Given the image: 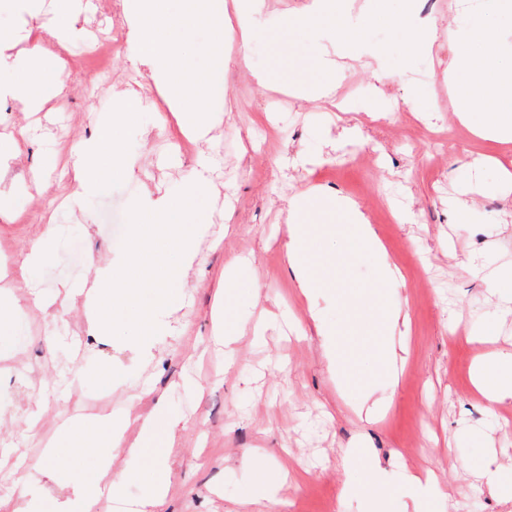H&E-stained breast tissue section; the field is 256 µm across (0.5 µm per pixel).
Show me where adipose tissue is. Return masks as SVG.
<instances>
[{
    "mask_svg": "<svg viewBox=\"0 0 512 512\" xmlns=\"http://www.w3.org/2000/svg\"><path fill=\"white\" fill-rule=\"evenodd\" d=\"M20 16L47 15L38 28L27 25L0 27V70H9L8 80H0V102H11L17 111H41L50 94L61 93L49 65L50 42H66L74 17V0H8ZM122 26L126 30L129 60L138 71L146 73L160 88L172 114L182 128L204 140L209 132V104L223 85L225 42L237 45L240 59H247L255 31L252 19L262 8L261 0H121ZM351 0H307L294 25L312 34L309 49L314 57L320 81L313 87L315 98L329 100L336 94L340 70L337 59L354 51L362 38L363 17L353 16ZM405 31L408 49L415 53L431 52L439 36L436 19L419 16L408 7L398 21ZM194 27L216 32L207 49L206 65L200 66L176 48L175 37H187ZM355 52V51H354ZM498 39L491 31L472 29L462 48L448 59L443 78L448 97L459 122L479 139L499 144L512 142V66L499 68ZM117 112L100 124L96 135L79 142L73 163L74 179L80 193L102 192L112 175L123 172L124 158L116 137L118 126L131 121L142 109L139 92L125 89ZM207 182L206 166L194 168L177 195L144 197L131 207L134 224L133 256L124 272L111 264L95 266L84 292V309L93 338L112 333V310L131 306L135 314L128 336L137 350L149 353L156 339L169 329L164 316L170 306L172 286L181 277L172 271H160L149 261L157 245H165L192 257L193 241L182 234L180 221L193 218L198 199ZM343 221L342 232L350 235L358 248L373 258L380 281L393 280L396 269L380 243L368 215L352 198L332 195L321 187L288 202V238L283 248L294 285L306 297L320 291L332 292L336 281L315 269L308 258L314 234L331 232L325 216ZM151 292L150 306L139 307L143 292ZM476 385L486 412H495L499 403L512 398V354H492L475 367ZM138 423L134 442L125 433L131 423ZM183 427L179 416L156 410L132 420L131 416L109 414L77 417L64 429L62 437L74 454L90 455L94 475L81 467L59 470L54 461L39 474L50 481L65 480L70 497L45 505L32 491L30 481H18L11 494V512H95L104 499L119 500L125 481L139 477L132 462L158 435L175 442ZM125 455L128 464L114 469V460Z\"/></svg>",
    "mask_w": 512,
    "mask_h": 512,
    "instance_id": "1",
    "label": "adipose tissue"
}]
</instances>
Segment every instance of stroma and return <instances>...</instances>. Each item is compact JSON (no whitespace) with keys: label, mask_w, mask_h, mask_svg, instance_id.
I'll return each instance as SVG.
<instances>
[{"label":"stroma","mask_w":512,"mask_h":512,"mask_svg":"<svg viewBox=\"0 0 512 512\" xmlns=\"http://www.w3.org/2000/svg\"><path fill=\"white\" fill-rule=\"evenodd\" d=\"M78 16L67 50L55 60L65 93L29 116L0 103V137H14L21 153L0 160L5 175L0 194L18 198L20 212L0 217V270L16 271L29 244L56 224L47 254L35 272L46 305L31 309L28 290L16 283L1 308L0 445L11 461L0 468V498L14 481L36 475L47 444L62 425L81 415H138L163 406L185 426L175 447L164 438L143 451L138 468L163 481L162 512H245L244 496L258 471L277 478L289 471L290 487L280 512H365L344 485L359 483L365 464L379 462L381 478L398 483L403 471L434 469L440 485L453 489L452 502L437 493L421 502L422 512H504L484 486L482 458H512V399L486 414L471 381L477 356L512 352V318L502 317L495 286L473 275L462 258L484 256L512 267V193L483 158L512 163V143L463 138L448 103L442 71L457 46L451 31L455 0H418L422 14L441 29L433 51L406 58L401 30L402 0H389L391 22L365 27V44L380 48L378 65L391 81L380 92L396 105L388 114L372 109L376 92L354 60L339 64L336 99L357 112L361 131L333 147L341 114L317 100L295 97L289 82L316 77L306 43L292 42L289 26L304 0H265L248 62L227 44L224 84L210 105L217 121L207 140L182 132L161 93L127 59V42L116 0H76ZM114 41L110 79L95 83L77 69L96 67L99 33ZM268 73L257 84L253 72ZM140 90L144 109L121 131L130 172L112 179L102 193L71 203L74 144L94 137L102 117L116 107L120 89ZM302 151L308 169L294 167ZM209 163V181L199 202L201 223L182 225L195 239V258L179 251L157 252L156 263L181 273L168 321L172 333L142 356L123 337L93 340L83 316V296L61 308L66 291L92 275L96 264L121 269L132 228L130 207L146 185L169 191L191 174L199 159ZM476 182L477 208L471 221L450 216L457 190ZM319 185L358 201L374 225L402 278L379 284L366 253L351 254L344 234L316 240L314 264L332 260L337 286L346 295L407 311V335L394 337L404 368L390 384L376 362L377 337L362 326L359 310L334 295L303 297L288 274L283 243L288 200ZM408 213V221L396 212ZM207 234H199L200 225ZM80 245L81 258L71 249ZM246 266L225 279L230 255ZM340 331L338 354L357 379L340 381L312 330L310 306ZM227 329L263 321V336L221 343L213 337L216 307ZM111 366L107 380L94 370ZM388 397L376 421L361 419L356 407L363 387ZM40 411L36 430L23 434L24 420ZM353 450L362 465L340 466Z\"/></svg>","instance_id":"1"}]
</instances>
